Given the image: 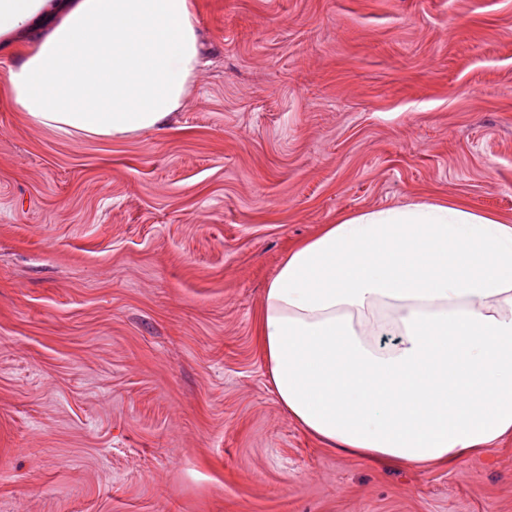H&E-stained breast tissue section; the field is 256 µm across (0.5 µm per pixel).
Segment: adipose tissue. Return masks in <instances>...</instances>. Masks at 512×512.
Listing matches in <instances>:
<instances>
[{"instance_id":"ef3b65f1","label":"adipose tissue","mask_w":512,"mask_h":512,"mask_svg":"<svg viewBox=\"0 0 512 512\" xmlns=\"http://www.w3.org/2000/svg\"><path fill=\"white\" fill-rule=\"evenodd\" d=\"M39 19L51 32L16 46ZM198 24L195 0H0L12 106L87 138L160 129L196 74ZM258 335L281 403L331 448L452 466L498 446L512 439V219L459 201L341 215L289 249Z\"/></svg>"}]
</instances>
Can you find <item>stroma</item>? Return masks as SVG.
<instances>
[{"mask_svg": "<svg viewBox=\"0 0 512 512\" xmlns=\"http://www.w3.org/2000/svg\"><path fill=\"white\" fill-rule=\"evenodd\" d=\"M159 130L63 135L0 86V512H512V441L381 467L288 415L255 331L343 213L512 218V0H197Z\"/></svg>", "mask_w": 512, "mask_h": 512, "instance_id": "obj_1", "label": "stroma"}]
</instances>
